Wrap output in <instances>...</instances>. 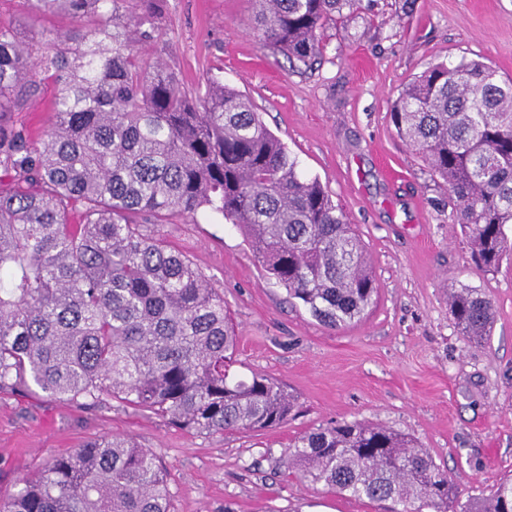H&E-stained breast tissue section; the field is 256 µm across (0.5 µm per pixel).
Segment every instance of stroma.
Wrapping results in <instances>:
<instances>
[{
	"label": "stroma",
	"mask_w": 512,
	"mask_h": 512,
	"mask_svg": "<svg viewBox=\"0 0 512 512\" xmlns=\"http://www.w3.org/2000/svg\"><path fill=\"white\" fill-rule=\"evenodd\" d=\"M253 0H165L143 59L248 96L267 127L320 180L362 240L376 279L360 321L328 327L270 279L222 216L174 215L146 231L187 256L224 295L235 369L282 383L299 405L261 435L191 433L115 399L89 406L36 386L0 390V495L54 456L125 436L169 473L174 512H380L317 490L281 461L306 431L363 419L412 436L458 482L462 499L512 478V259L477 267L448 189L396 134L389 112L413 77L481 58L512 77V0H361L321 34L312 66L270 49ZM481 289L494 322L485 344L460 336L451 289Z\"/></svg>",
	"instance_id": "35a3bbf8"
}]
</instances>
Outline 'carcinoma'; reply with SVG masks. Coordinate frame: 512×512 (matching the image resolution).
Returning <instances> with one entry per match:
<instances>
[{
	"mask_svg": "<svg viewBox=\"0 0 512 512\" xmlns=\"http://www.w3.org/2000/svg\"><path fill=\"white\" fill-rule=\"evenodd\" d=\"M164 0H22L69 15L39 55L0 19V389L33 383L60 399L109 396L188 431L260 432L295 401L274 379L232 370L237 336L224 296L181 252L143 230L208 210L245 234L265 271L329 327L359 321L377 286L359 236L254 104L207 78L184 89L137 46ZM267 45L312 66L320 31L360 0H255ZM54 85V123L35 141L10 120ZM397 135L448 186L472 257L502 264L512 224V79L478 59L416 76L389 112ZM461 336L487 340L493 304L450 294ZM288 474L398 512H512V481L460 502L428 449L355 420L298 436ZM167 472L130 439L90 440L0 499V512H172Z\"/></svg>",
	"mask_w": 512,
	"mask_h": 512,
	"instance_id": "carcinoma-1",
	"label": "carcinoma"
}]
</instances>
